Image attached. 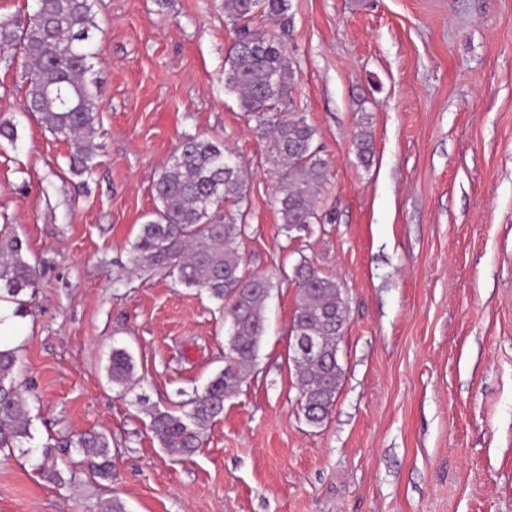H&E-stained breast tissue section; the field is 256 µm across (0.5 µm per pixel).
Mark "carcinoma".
Listing matches in <instances>:
<instances>
[{
	"label": "carcinoma",
	"mask_w": 512,
	"mask_h": 512,
	"mask_svg": "<svg viewBox=\"0 0 512 512\" xmlns=\"http://www.w3.org/2000/svg\"><path fill=\"white\" fill-rule=\"evenodd\" d=\"M26 20L0 22V53L17 50L27 62L25 110L52 136L70 143L69 168L82 175L93 170L96 156L98 80L94 60L100 55L91 0H36ZM288 0H224L233 43L224 66V88L255 121L266 143L268 161L278 170L274 203L287 239L307 238L313 225L330 224L322 205L330 166L313 143L316 129L297 110L294 62L287 54L291 28ZM158 205L133 244L132 265L162 270L187 288H200L224 308L231 350L224 369L206 388L181 403L183 409L152 410V438L172 455L198 451L208 428L224 413V401L247 382L265 333V301L273 288L266 275L242 271L249 225L245 223L247 178L224 145L201 135L185 137L161 167L154 183ZM236 211L225 208V204ZM24 241L0 229V300L23 307L22 294L40 288L38 265L25 256ZM297 302L292 325L325 341V353L293 361L299 377L301 411L323 423L339 392L343 369L331 355L344 327L345 305L336 279L303 259L292 268ZM16 351L0 349V452H38L37 469L53 483L62 482L58 460L73 450L83 455L100 478L112 475L111 441L90 432L46 442L32 450L34 439L27 396L16 381ZM135 365L124 349L112 350L109 381L127 392L135 388ZM91 512H128L118 497L98 501Z\"/></svg>",
	"instance_id": "cac0c4a2"
}]
</instances>
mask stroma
Instances as JSON below:
<instances>
[{
	"label": "stroma",
	"instance_id": "35a3bbf8",
	"mask_svg": "<svg viewBox=\"0 0 512 512\" xmlns=\"http://www.w3.org/2000/svg\"><path fill=\"white\" fill-rule=\"evenodd\" d=\"M103 29L92 174L23 107L22 57L0 59V226L41 288L0 343L18 349L35 442L96 431L115 467L78 454L63 480L0 453V512H512V0H289L294 102L330 164L333 223L288 241L275 168L224 89V0H95ZM370 132L373 156L355 147ZM222 141L248 172L243 269L272 276L250 380L199 451L172 457L144 405L172 409L223 369L220 305L135 273L154 182L184 136ZM309 260L346 306L343 379L321 426L300 413L288 330ZM134 357L139 383L107 379ZM135 365L130 353L124 349L112 350L108 367L109 381L122 392L131 391L138 383L134 377Z\"/></svg>",
	"mask_w": 512,
	"mask_h": 512
}]
</instances>
